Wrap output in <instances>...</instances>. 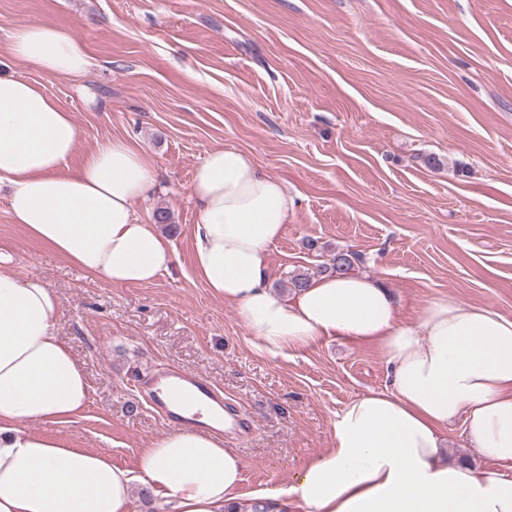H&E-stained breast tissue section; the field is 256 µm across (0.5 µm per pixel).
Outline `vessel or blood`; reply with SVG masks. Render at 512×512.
Returning a JSON list of instances; mask_svg holds the SVG:
<instances>
[{
  "mask_svg": "<svg viewBox=\"0 0 512 512\" xmlns=\"http://www.w3.org/2000/svg\"><path fill=\"white\" fill-rule=\"evenodd\" d=\"M188 391L197 400L219 406L218 423L221 434H233L242 439L251 435V424L224 409L222 391L201 375L175 366L164 368L151 378L148 398L154 410L166 423L183 429H193L197 426L196 416L186 415L179 410V401Z\"/></svg>",
  "mask_w": 512,
  "mask_h": 512,
  "instance_id": "b4317fda",
  "label": "vessel or blood"
}]
</instances>
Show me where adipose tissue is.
<instances>
[{
    "label": "adipose tissue",
    "mask_w": 512,
    "mask_h": 512,
    "mask_svg": "<svg viewBox=\"0 0 512 512\" xmlns=\"http://www.w3.org/2000/svg\"><path fill=\"white\" fill-rule=\"evenodd\" d=\"M11 52L55 77L89 65L71 32L42 22L18 28ZM78 140L72 114L39 85L0 75V187L14 221L113 285L153 283L176 255L135 215L153 190L151 169L122 139L97 143L71 167ZM190 194L196 275L213 298L236 305L258 351L285 357L323 337L371 343L388 384L337 413L333 447L288 486L244 501L245 461L208 430L203 404L193 408L199 428L157 439L137 470L125 469L31 430L78 414L89 384L56 331L59 295L0 262V512H131L138 486L175 500L178 512H512V477L488 468L512 463V318L448 296L404 323L391 291L364 274L322 275L282 297L265 280L289 218L285 184L225 146L206 152ZM459 415L484 466L446 446Z\"/></svg>",
    "instance_id": "adipose-tissue-1"
}]
</instances>
